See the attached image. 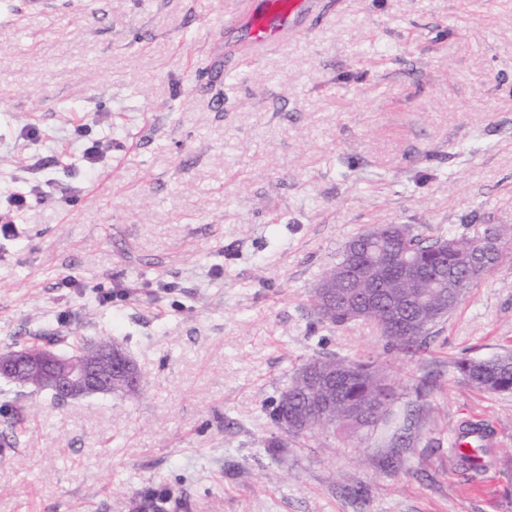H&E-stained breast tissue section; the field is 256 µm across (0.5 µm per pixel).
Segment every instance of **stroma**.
<instances>
[{"mask_svg":"<svg viewBox=\"0 0 512 512\" xmlns=\"http://www.w3.org/2000/svg\"><path fill=\"white\" fill-rule=\"evenodd\" d=\"M6 2L0 209L28 206L0 235V349L108 336L142 383L59 402L0 378V512H132L163 488L164 512H512V393L456 368L512 352V0H336L257 58L224 53L237 0ZM373 224L505 231L411 358L310 304ZM325 355L385 365L398 398L272 451L271 401ZM473 422L482 472L450 446Z\"/></svg>","mask_w":512,"mask_h":512,"instance_id":"obj_1","label":"stroma"}]
</instances>
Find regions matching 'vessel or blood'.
I'll return each mask as SVG.
<instances>
[{"instance_id":"b4317fda","label":"vessel or blood","mask_w":512,"mask_h":512,"mask_svg":"<svg viewBox=\"0 0 512 512\" xmlns=\"http://www.w3.org/2000/svg\"><path fill=\"white\" fill-rule=\"evenodd\" d=\"M332 6V0H238L236 10L224 17V49L260 55L285 35L321 20Z\"/></svg>"}]
</instances>
